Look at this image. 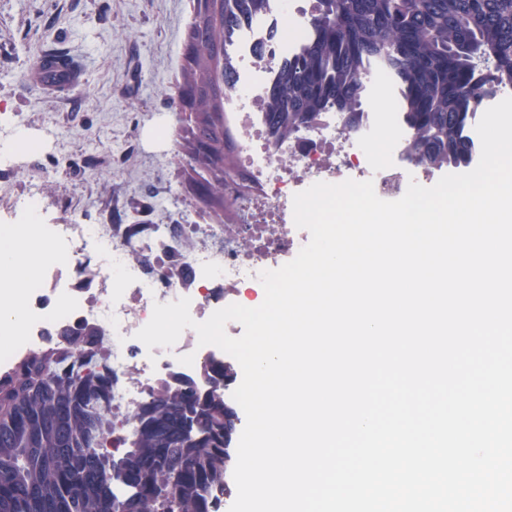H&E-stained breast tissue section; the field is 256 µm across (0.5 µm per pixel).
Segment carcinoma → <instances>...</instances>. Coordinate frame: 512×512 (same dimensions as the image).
Returning <instances> with one entry per match:
<instances>
[{
  "instance_id": "obj_1",
  "label": "carcinoma",
  "mask_w": 512,
  "mask_h": 512,
  "mask_svg": "<svg viewBox=\"0 0 512 512\" xmlns=\"http://www.w3.org/2000/svg\"><path fill=\"white\" fill-rule=\"evenodd\" d=\"M268 0H204L184 43L181 95L190 124L182 157L195 193L224 203L236 172L225 91L236 80L233 37ZM310 35L265 91L266 122L280 141L334 108L350 127L367 104V79L383 74L412 132L419 165L465 170L477 148L469 128L479 97L512 86V0H318ZM47 64L80 68L58 49ZM102 331L65 329L0 372V512H216L229 493L226 449L238 434L227 390L233 363L208 358L203 382L159 384L132 416L109 425L107 376L84 360Z\"/></svg>"
}]
</instances>
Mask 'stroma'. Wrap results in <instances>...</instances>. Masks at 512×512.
Instances as JSON below:
<instances>
[{
  "instance_id": "obj_1",
  "label": "stroma",
  "mask_w": 512,
  "mask_h": 512,
  "mask_svg": "<svg viewBox=\"0 0 512 512\" xmlns=\"http://www.w3.org/2000/svg\"><path fill=\"white\" fill-rule=\"evenodd\" d=\"M194 0H0V126L45 140L22 167L0 169V200L51 181L44 221L88 224H236L186 190L178 156L187 117L179 112L182 46ZM52 42L77 58L81 84L59 99L25 75Z\"/></svg>"
}]
</instances>
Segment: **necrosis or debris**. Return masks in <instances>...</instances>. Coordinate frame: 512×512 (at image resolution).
<instances>
[{
  "label": "necrosis or debris",
  "instance_id": "necrosis-or-debris-1",
  "mask_svg": "<svg viewBox=\"0 0 512 512\" xmlns=\"http://www.w3.org/2000/svg\"><path fill=\"white\" fill-rule=\"evenodd\" d=\"M298 2L270 0L265 15L236 30L240 66L226 92L227 120L236 135L239 170L256 186L242 193L236 178L226 181L240 223L156 224L144 238L84 223L76 214L66 224L44 223L36 193L10 204L11 213L34 227L35 243L47 257L19 293V333L0 346L1 366L46 345L56 325L101 328L112 379L110 414L115 424L130 428L160 378L201 380L203 359L222 354L216 346H199L190 328L172 347L146 348L136 334L155 304L186 297L191 313L215 311L230 305L237 288L257 283L261 271L286 264L309 241L294 223L293 197L314 183L369 180L378 197L393 200L409 181L434 177V170L409 159L412 134L395 105L384 114L366 110L353 130L340 113L328 111L284 140L269 138L264 91L309 34Z\"/></svg>",
  "mask_w": 512,
  "mask_h": 512
}]
</instances>
